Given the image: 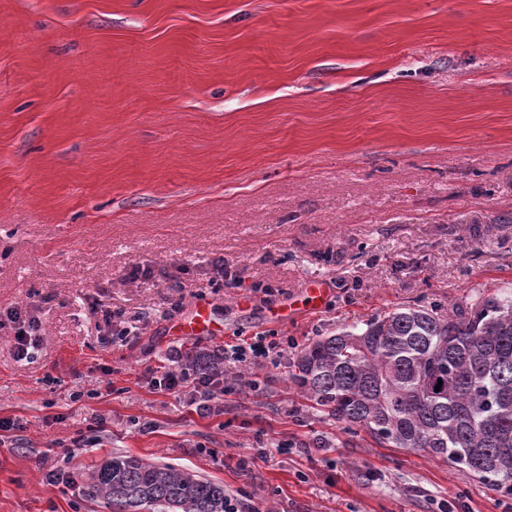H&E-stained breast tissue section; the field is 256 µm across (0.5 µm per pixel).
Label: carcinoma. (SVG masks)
Wrapping results in <instances>:
<instances>
[{
  "mask_svg": "<svg viewBox=\"0 0 512 512\" xmlns=\"http://www.w3.org/2000/svg\"><path fill=\"white\" fill-rule=\"evenodd\" d=\"M291 374L312 408L379 445L421 451L512 494V290L387 312L307 347ZM440 391H435V386ZM110 512H224V486L192 471L114 457L90 474Z\"/></svg>",
  "mask_w": 512,
  "mask_h": 512,
  "instance_id": "obj_1",
  "label": "carcinoma"
}]
</instances>
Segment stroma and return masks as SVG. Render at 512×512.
I'll return each mask as SVG.
<instances>
[{
  "label": "stroma",
  "instance_id": "obj_1",
  "mask_svg": "<svg viewBox=\"0 0 512 512\" xmlns=\"http://www.w3.org/2000/svg\"><path fill=\"white\" fill-rule=\"evenodd\" d=\"M312 277L332 284L322 312L266 320L253 282L285 302ZM506 287L512 0H0V309L44 328L29 360L0 328V419L22 423L0 434V512H109L88 476L123 455L262 512H512L493 481L348 432L289 379L314 340ZM95 299L138 339L106 343ZM198 302L223 335L168 340ZM262 331L295 344L228 378L214 414L150 384L170 348L184 367Z\"/></svg>",
  "mask_w": 512,
  "mask_h": 512
}]
</instances>
